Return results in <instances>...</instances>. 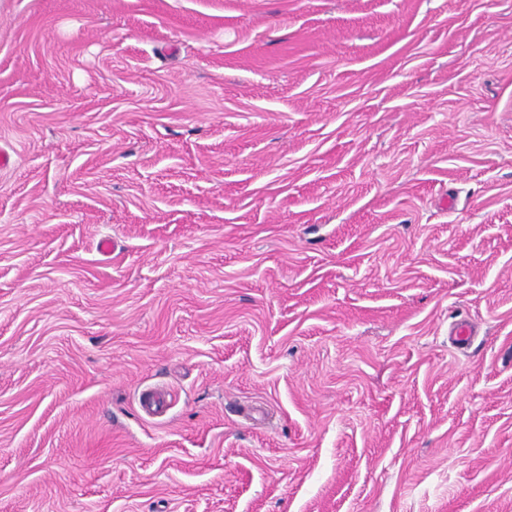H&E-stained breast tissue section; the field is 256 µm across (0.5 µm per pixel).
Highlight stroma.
<instances>
[{
	"mask_svg": "<svg viewBox=\"0 0 512 512\" xmlns=\"http://www.w3.org/2000/svg\"><path fill=\"white\" fill-rule=\"evenodd\" d=\"M1 150L0 512H512V0H0Z\"/></svg>",
	"mask_w": 512,
	"mask_h": 512,
	"instance_id": "obj_1",
	"label": "stroma"
}]
</instances>
